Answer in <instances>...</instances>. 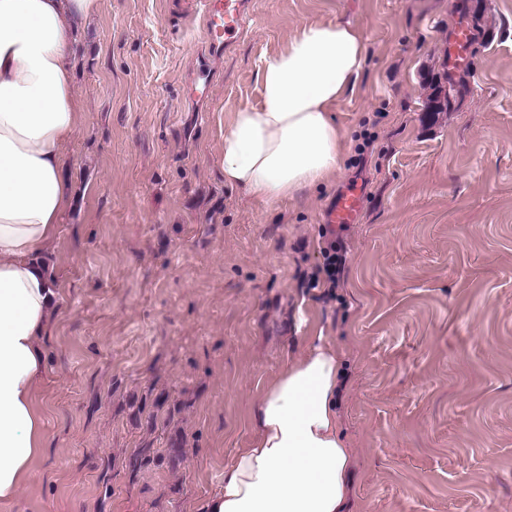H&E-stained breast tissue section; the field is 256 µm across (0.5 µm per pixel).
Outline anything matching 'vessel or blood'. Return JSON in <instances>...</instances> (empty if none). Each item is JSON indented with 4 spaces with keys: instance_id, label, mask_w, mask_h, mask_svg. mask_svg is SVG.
<instances>
[{
    "instance_id": "b4317fda",
    "label": "vessel or blood",
    "mask_w": 512,
    "mask_h": 512,
    "mask_svg": "<svg viewBox=\"0 0 512 512\" xmlns=\"http://www.w3.org/2000/svg\"><path fill=\"white\" fill-rule=\"evenodd\" d=\"M254 8V0H196L188 10L189 16L200 17L209 54L229 50L244 34L247 20ZM474 40L468 22L456 25L448 40V56L445 66L448 72H456L468 64L469 47ZM360 188L342 190L327 208L329 224L353 223L362 205Z\"/></svg>"
}]
</instances>
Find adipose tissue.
I'll return each mask as SVG.
<instances>
[{"mask_svg": "<svg viewBox=\"0 0 512 512\" xmlns=\"http://www.w3.org/2000/svg\"><path fill=\"white\" fill-rule=\"evenodd\" d=\"M99 0H0V502L12 501L44 448L34 392L42 336L59 305L40 257L72 201L61 148L82 106L72 87L74 22ZM366 57L352 24L304 25L267 56L256 104L224 128V183L269 202L340 171L346 139L337 102ZM340 359L305 337L255 405V435L224 467L203 512H346L355 451L338 433Z\"/></svg>", "mask_w": 512, "mask_h": 512, "instance_id": "adipose-tissue-1", "label": "adipose tissue"}]
</instances>
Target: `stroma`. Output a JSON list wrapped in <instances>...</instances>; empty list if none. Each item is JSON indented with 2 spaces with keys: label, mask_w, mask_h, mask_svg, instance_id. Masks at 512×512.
Listing matches in <instances>:
<instances>
[{
  "label": "stroma",
  "mask_w": 512,
  "mask_h": 512,
  "mask_svg": "<svg viewBox=\"0 0 512 512\" xmlns=\"http://www.w3.org/2000/svg\"><path fill=\"white\" fill-rule=\"evenodd\" d=\"M474 14L452 106L428 111ZM336 20L368 46L336 106L340 173L271 203L225 186L224 124L261 60ZM246 29L200 102L203 31L178 0H99L78 23L73 202L41 251L60 300L34 393L45 448L0 512H201L318 334L342 359L349 512H512V0H257ZM353 181L338 285L308 287ZM474 34L466 18L455 27L454 34L448 39V57L445 67L448 72L435 74L432 77L433 94L429 100L428 111L445 112L450 105L448 93V75L452 76L468 64V51L473 43ZM362 190L352 187L342 190L327 208V224H352L361 208Z\"/></svg>",
  "instance_id": "stroma-1"
}]
</instances>
